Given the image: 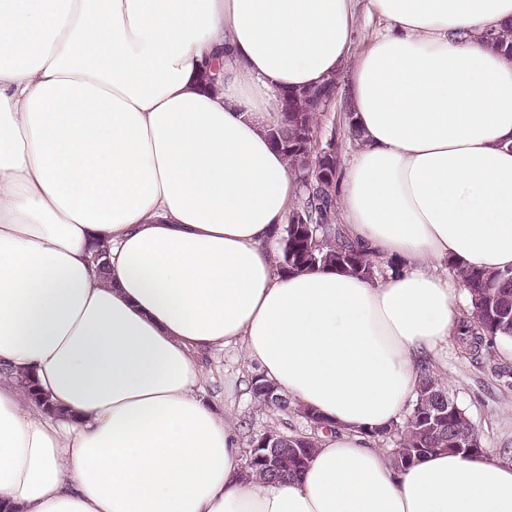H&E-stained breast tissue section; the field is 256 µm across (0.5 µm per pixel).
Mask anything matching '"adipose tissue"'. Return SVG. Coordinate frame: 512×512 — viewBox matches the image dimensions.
<instances>
[{
    "label": "adipose tissue",
    "instance_id": "1",
    "mask_svg": "<svg viewBox=\"0 0 512 512\" xmlns=\"http://www.w3.org/2000/svg\"><path fill=\"white\" fill-rule=\"evenodd\" d=\"M357 6L0 0V512H512V464L400 471L368 436L465 314L443 263L512 267V58L481 39L512 0H368L355 57ZM346 66L338 208L395 266L288 276L301 188L268 133ZM230 343L329 423L298 478L246 477L203 398ZM366 7L367 1H360L358 7V33L352 46L353 56L361 53L372 37V33L381 28V20L375 15L369 16Z\"/></svg>",
    "mask_w": 512,
    "mask_h": 512
}]
</instances>
